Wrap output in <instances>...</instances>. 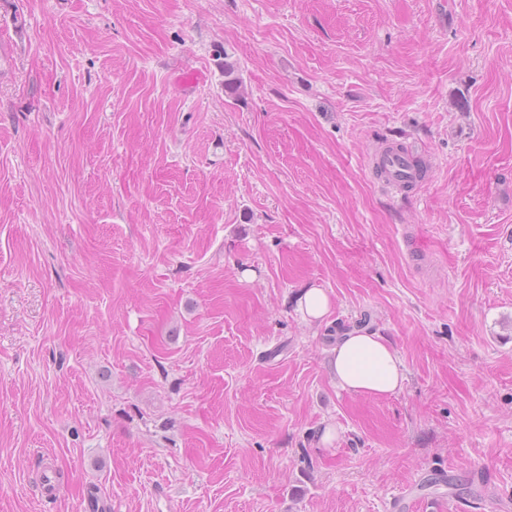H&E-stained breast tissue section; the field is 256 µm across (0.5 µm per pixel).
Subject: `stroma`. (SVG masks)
Here are the masks:
<instances>
[{
    "instance_id": "1",
    "label": "stroma",
    "mask_w": 512,
    "mask_h": 512,
    "mask_svg": "<svg viewBox=\"0 0 512 512\" xmlns=\"http://www.w3.org/2000/svg\"><path fill=\"white\" fill-rule=\"evenodd\" d=\"M509 506L512 0H0V512ZM416 160L413 153L408 150L381 152L375 158L373 170L397 193L405 194L412 191L422 181ZM329 310L330 300L323 288H307L298 297L297 311L305 322H319ZM329 367L336 388L352 395H393L405 379L397 351L382 336L367 331L338 336Z\"/></svg>"
}]
</instances>
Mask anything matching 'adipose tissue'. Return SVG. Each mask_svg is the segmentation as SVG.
<instances>
[{
	"label": "adipose tissue",
	"instance_id": "ef3b65f1",
	"mask_svg": "<svg viewBox=\"0 0 512 512\" xmlns=\"http://www.w3.org/2000/svg\"><path fill=\"white\" fill-rule=\"evenodd\" d=\"M329 367L337 389L352 395H393L405 379L397 351L383 337L367 331L337 337Z\"/></svg>",
	"mask_w": 512,
	"mask_h": 512
}]
</instances>
